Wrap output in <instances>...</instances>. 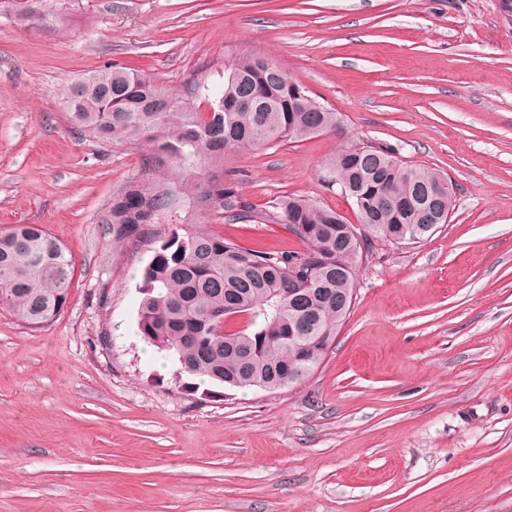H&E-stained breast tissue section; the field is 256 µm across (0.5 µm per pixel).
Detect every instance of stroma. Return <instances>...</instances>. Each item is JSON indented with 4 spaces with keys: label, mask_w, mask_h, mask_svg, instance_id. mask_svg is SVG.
Listing matches in <instances>:
<instances>
[{
    "label": "stroma",
    "mask_w": 512,
    "mask_h": 512,
    "mask_svg": "<svg viewBox=\"0 0 512 512\" xmlns=\"http://www.w3.org/2000/svg\"><path fill=\"white\" fill-rule=\"evenodd\" d=\"M0 0V230L39 224L74 278L47 326L0 309V512H512V17L500 0ZM285 69L343 135L224 156L249 209L197 212L186 175L68 123L58 91L118 64L174 91L242 58ZM444 171L448 223L376 243L315 372L274 392L190 388L136 334L156 244L105 217L129 186L168 192L165 234L297 248L267 222L342 147Z\"/></svg>",
    "instance_id": "stroma-1"
}]
</instances>
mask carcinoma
Masks as SVG:
<instances>
[{
  "label": "carcinoma",
  "instance_id": "carcinoma-1",
  "mask_svg": "<svg viewBox=\"0 0 512 512\" xmlns=\"http://www.w3.org/2000/svg\"><path fill=\"white\" fill-rule=\"evenodd\" d=\"M60 89L70 122L108 145H135L153 162L210 168L192 182V202L205 215L237 217L248 208L224 178V152L299 143L336 133L335 110L307 94L274 62L246 58L227 70L217 93L196 85L176 95L127 67L110 65ZM165 96L163 112L150 107ZM253 99L242 109L238 100ZM324 181L352 202L359 225L335 209L297 194L275 199L269 219L282 223L300 248L288 253L249 249L204 231L161 240L141 274L137 333L175 357L180 371L216 386L277 391L301 383L319 366L350 307L357 272L374 242H418L453 213L448 176L407 164L392 150L351 143L331 157ZM169 207L166 192L129 187L113 200L107 223L121 240L149 235ZM69 249L38 224L0 231V307L30 328L66 306L72 279ZM247 316L243 329L228 322Z\"/></svg>",
  "mask_w": 512,
  "mask_h": 512
}]
</instances>
